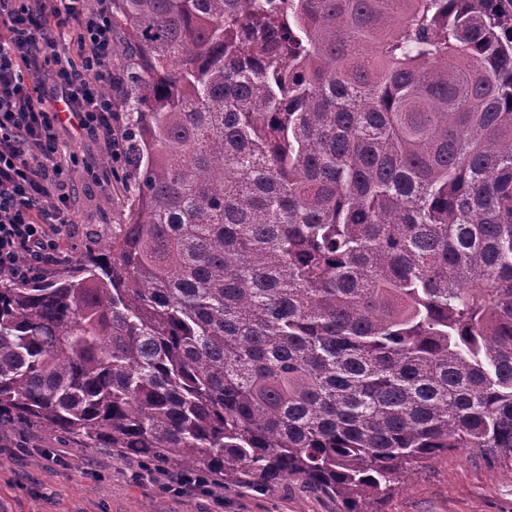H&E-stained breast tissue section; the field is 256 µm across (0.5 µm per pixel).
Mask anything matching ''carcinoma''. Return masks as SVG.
<instances>
[{"label":"carcinoma","instance_id":"cac0c4a2","mask_svg":"<svg viewBox=\"0 0 512 512\" xmlns=\"http://www.w3.org/2000/svg\"><path fill=\"white\" fill-rule=\"evenodd\" d=\"M133 177L0 276V421L365 512L512 462V0H112Z\"/></svg>","mask_w":512,"mask_h":512}]
</instances>
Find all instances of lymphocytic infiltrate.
<instances>
[{
  "mask_svg": "<svg viewBox=\"0 0 512 512\" xmlns=\"http://www.w3.org/2000/svg\"><path fill=\"white\" fill-rule=\"evenodd\" d=\"M74 52H60L62 27ZM112 0H0V275L26 283L63 259L74 222L68 175L99 167L63 152L62 112L99 139L113 167L127 163L112 99Z\"/></svg>",
  "mask_w": 512,
  "mask_h": 512,
  "instance_id": "obj_1",
  "label": "lymphocytic infiltrate"
}]
</instances>
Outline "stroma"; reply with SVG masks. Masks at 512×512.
<instances>
[{"mask_svg": "<svg viewBox=\"0 0 512 512\" xmlns=\"http://www.w3.org/2000/svg\"><path fill=\"white\" fill-rule=\"evenodd\" d=\"M75 222L60 241L76 259L103 248L128 220L124 180L112 190L69 174ZM30 449L0 429V512H341L339 500L297 479L260 491L231 481L188 494L166 492L165 473L102 448L75 451L54 433L31 428ZM376 512H512V465L454 449L403 472Z\"/></svg>", "mask_w": 512, "mask_h": 512, "instance_id": "obj_1", "label": "stroma"}]
</instances>
